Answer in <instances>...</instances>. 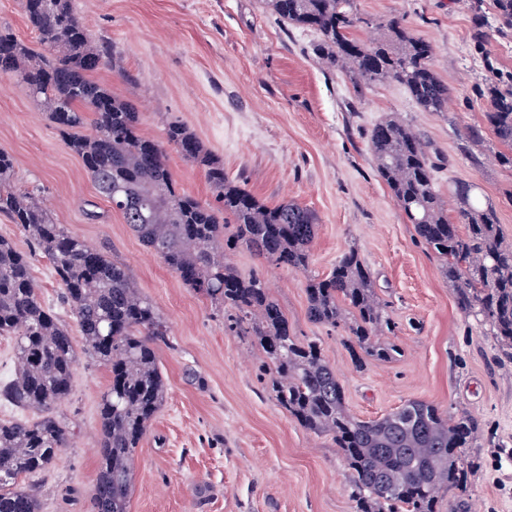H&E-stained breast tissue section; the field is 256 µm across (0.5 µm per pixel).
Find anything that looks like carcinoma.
Listing matches in <instances>:
<instances>
[{"label": "carcinoma", "instance_id": "carcinoma-1", "mask_svg": "<svg viewBox=\"0 0 512 512\" xmlns=\"http://www.w3.org/2000/svg\"><path fill=\"white\" fill-rule=\"evenodd\" d=\"M267 4L282 20L317 32L320 59L348 73L354 86L396 82L422 111H448V87L433 68V46L400 20L376 24L381 34L364 43L351 33L361 22L353 0ZM24 10L41 51L0 31V76L15 75L27 86L81 158L99 196L109 202L122 196L118 211L143 245L217 310L231 311L235 328L254 338L273 367L279 405L305 429L331 436L340 449L354 476L356 512H438L442 492L466 482L463 449L473 440L475 421L421 400L376 420L353 417L320 345L291 334L259 278L244 279L224 262L225 250L243 246L278 266L308 271L318 228L312 213L295 202L260 201L224 175L223 164L183 124L172 122L167 142L205 169L224 212L181 192L162 146L141 134L138 109L92 78L112 58L89 40L70 0H24ZM486 121L512 148V87L493 90ZM87 124L91 132L80 133ZM369 145L417 236L442 259L460 309L483 316L493 335L512 348V246L504 242L495 209L480 206L460 183L454 187L458 223L449 222L436 189L437 166L408 124H376ZM13 175L14 159L0 149V214L48 259L85 353L111 373L99 405V470L90 512H127L131 462L164 401L155 348L166 340L167 326L124 265L53 223L37 194L15 188ZM224 215L234 224L228 237ZM305 291L311 321L345 326L377 361L397 352L382 341L390 318L356 250L344 253L327 277L307 278ZM0 335L15 339L17 361L16 378L0 387V397L45 412L33 422L0 421V512H40L36 489L20 479L47 468L67 447L68 427L52 409L71 390L77 354L67 326L41 301L28 256L1 236Z\"/></svg>", "mask_w": 512, "mask_h": 512}]
</instances>
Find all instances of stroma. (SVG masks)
Returning a JSON list of instances; mask_svg holds the SVG:
<instances>
[{"mask_svg":"<svg viewBox=\"0 0 512 512\" xmlns=\"http://www.w3.org/2000/svg\"><path fill=\"white\" fill-rule=\"evenodd\" d=\"M90 40L111 64L95 80L133 102L144 136L164 143L169 123L187 126L225 174L269 205L294 201L318 224L308 272L273 265L246 248L225 258L243 278L259 277L299 339L320 343L352 416L369 421L424 400L473 417L465 488L444 492L466 512H512V357L481 317L464 313L441 259L415 234L378 175L368 134L396 118L420 132L438 162L437 189L449 221L452 195L470 184L492 205L512 244V168L487 127L492 83L512 84V30L493 0H356L373 27L401 20L435 49L448 87L446 112L421 111L394 82L356 88L314 50L318 34L283 21L266 0H70ZM486 34L476 42L475 28ZM0 149L14 158L18 189L40 195L50 219L122 263L165 319L157 360L166 397L133 459L128 512H355L350 471L331 437L300 426L275 400L272 373L251 337L239 336L210 301L185 285L100 197L82 160L65 145L17 77H0ZM181 192L215 203L204 170L166 146ZM97 219H88V212ZM0 236L31 256L43 302L61 287L24 232L0 217ZM357 250L393 326L398 355L377 361L352 351L343 327L309 321L308 276H326ZM104 365L80 356L70 394L55 414L74 432L68 448L30 477L42 512H88L100 443Z\"/></svg>","mask_w":512,"mask_h":512,"instance_id":"1","label":"stroma"}]
</instances>
